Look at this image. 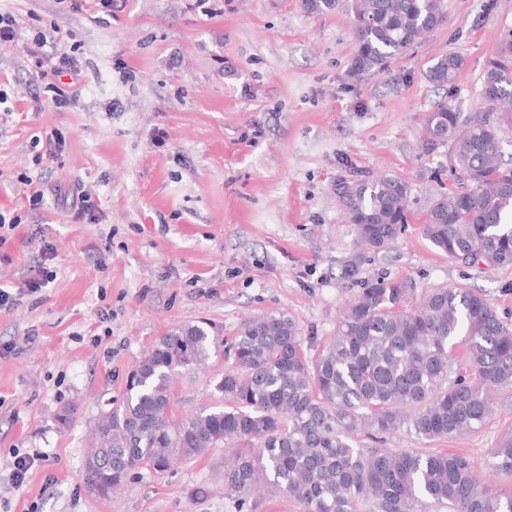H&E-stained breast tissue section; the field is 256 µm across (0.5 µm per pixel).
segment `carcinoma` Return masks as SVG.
<instances>
[{
  "label": "carcinoma",
  "instance_id": "1",
  "mask_svg": "<svg viewBox=\"0 0 512 512\" xmlns=\"http://www.w3.org/2000/svg\"><path fill=\"white\" fill-rule=\"evenodd\" d=\"M339 6L357 44L353 77L384 69L447 19L444 0H303L309 14ZM463 66L460 56L442 55L427 79L447 90ZM482 99L484 110L467 119L445 101L427 116L424 149L452 142L450 169L463 186L436 199L421 233L450 260L507 267L512 167L501 164L499 148L500 133L512 128V30L486 63ZM408 194L393 174L336 184L358 245L377 252L406 224ZM413 291L395 279L366 281L312 357L288 315L246 321L235 364L216 385L224 406L178 424L173 376L200 366L217 338L199 325L166 333L97 421L101 442L84 460L89 492L106 499L138 470L162 476L178 458L230 443L224 496L241 507L267 490L301 512H512V490L489 491L470 457L385 447L393 431L429 441L473 433L493 412L494 392L512 389V325L486 295L449 286L413 304ZM486 464L512 477V429Z\"/></svg>",
  "mask_w": 512,
  "mask_h": 512
}]
</instances>
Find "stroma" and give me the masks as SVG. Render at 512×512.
Instances as JSON below:
<instances>
[{
  "instance_id": "obj_1",
  "label": "stroma",
  "mask_w": 512,
  "mask_h": 512,
  "mask_svg": "<svg viewBox=\"0 0 512 512\" xmlns=\"http://www.w3.org/2000/svg\"><path fill=\"white\" fill-rule=\"evenodd\" d=\"M447 21L384 71L350 76L357 52L344 9L307 14L302 0H0L20 29L0 47V213L22 224L0 241V286L40 265L56 273L0 311V512H299L264 494L255 508L224 495L214 448L161 477L140 472L110 498L89 493L83 463L100 414L122 397L152 344L208 325L220 346L174 380L182 420L223 403L242 323L296 320L304 345L336 333L361 282L388 277L416 292L482 291L512 324V266L481 269L438 253L420 224L455 182L452 144L422 148L441 100L483 108L481 76L512 29V0H445ZM54 33L76 60L52 102L28 48ZM460 55L453 93L426 73ZM62 152L44 155L46 137ZM395 174L410 186L408 222L386 250L361 253L336 196L340 178ZM44 191L30 209L31 189ZM92 195L97 221L76 218ZM56 248L43 260V241ZM357 264V276L345 273ZM68 422H61V414ZM512 428V391L482 429L427 441L396 432L388 447H445L485 459ZM38 455L22 488L11 452Z\"/></svg>"
}]
</instances>
